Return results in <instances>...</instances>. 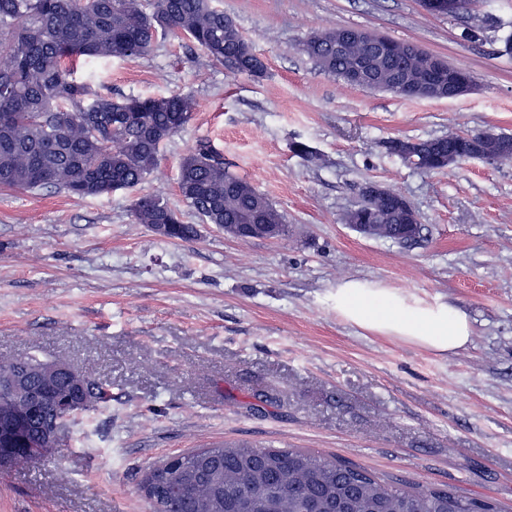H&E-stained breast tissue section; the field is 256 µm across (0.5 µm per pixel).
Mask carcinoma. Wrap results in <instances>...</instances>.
Returning a JSON list of instances; mask_svg holds the SVG:
<instances>
[{
    "instance_id": "obj_1",
    "label": "carcinoma",
    "mask_w": 512,
    "mask_h": 512,
    "mask_svg": "<svg viewBox=\"0 0 512 512\" xmlns=\"http://www.w3.org/2000/svg\"><path fill=\"white\" fill-rule=\"evenodd\" d=\"M340 28L316 31L300 52L325 74L358 85L366 47L336 51ZM181 38L211 61L251 76L265 73L262 59L235 23L212 0H0V188L63 189L78 197L112 193V185L136 189L158 165L165 143L191 119L187 94L161 97L112 96L76 77L109 59L151 52L158 36ZM371 78L386 87L396 79L419 87L425 60L409 51L377 61ZM485 134L486 161H512L502 141ZM423 150L459 155L465 135L451 132L421 141ZM178 189L205 224L222 228L255 213L265 224L288 225L273 203L247 179L229 171L210 143L200 142L180 163ZM375 237L409 239L385 200L370 204ZM133 223L170 224L168 239L187 240L197 226L182 221L162 197L139 194ZM96 402L69 413L74 423L108 397L105 385L87 379ZM177 481L167 494L169 512H307L310 499H342L350 512H502L489 498L442 488L410 490L395 486L347 461L299 448L222 444L175 455Z\"/></svg>"
}]
</instances>
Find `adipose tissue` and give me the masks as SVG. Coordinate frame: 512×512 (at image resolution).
I'll return each instance as SVG.
<instances>
[{
  "mask_svg": "<svg viewBox=\"0 0 512 512\" xmlns=\"http://www.w3.org/2000/svg\"><path fill=\"white\" fill-rule=\"evenodd\" d=\"M336 313L354 325L395 336L437 353H453L471 341L467 316L455 307L409 300L391 288L346 280L336 288Z\"/></svg>",
  "mask_w": 512,
  "mask_h": 512,
  "instance_id": "ef3b65f1",
  "label": "adipose tissue"
}]
</instances>
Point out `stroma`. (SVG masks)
I'll return each mask as SVG.
<instances>
[{
  "label": "stroma",
  "instance_id": "1",
  "mask_svg": "<svg viewBox=\"0 0 512 512\" xmlns=\"http://www.w3.org/2000/svg\"><path fill=\"white\" fill-rule=\"evenodd\" d=\"M214 3L264 61L262 77L169 36L87 76L116 95L192 96L191 120L143 189L198 225V239L133 223L131 190L0 189V361L61 359L112 390L55 453L0 473V512H149L140 471L217 442L302 448L512 508V163L425 172L385 148L451 131L512 135V0L458 17L418 0ZM333 27L415 43L477 86L429 100L346 85L299 50ZM202 140L275 204L286 237L243 242L200 223L178 174ZM297 141L317 162L294 153ZM369 182L408 199L418 241L341 223ZM346 279L458 307L470 344L439 355L343 320L334 295ZM256 393L276 408L246 412Z\"/></svg>",
  "mask_w": 512,
  "mask_h": 512
}]
</instances>
